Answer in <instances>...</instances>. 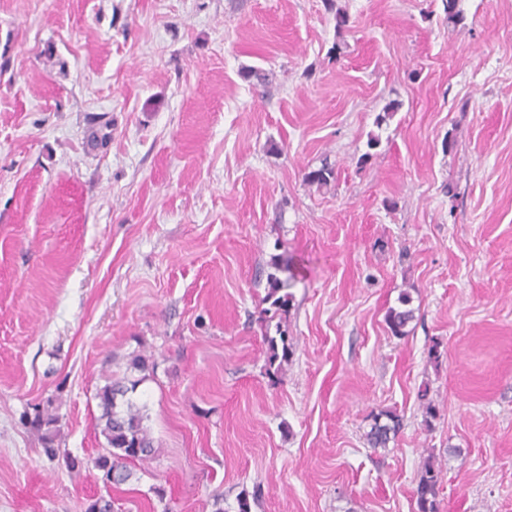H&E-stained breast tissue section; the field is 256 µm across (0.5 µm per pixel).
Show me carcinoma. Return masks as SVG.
Wrapping results in <instances>:
<instances>
[{
    "label": "carcinoma",
    "instance_id": "cac0c4a2",
    "mask_svg": "<svg viewBox=\"0 0 512 512\" xmlns=\"http://www.w3.org/2000/svg\"><path fill=\"white\" fill-rule=\"evenodd\" d=\"M272 272L267 275V291L263 302L269 307L262 309L263 341L266 349L267 371L279 372L291 356L287 330L283 329L293 301L289 292L298 276L293 257L286 254L271 259ZM409 293H402L399 306L387 310L385 321L392 335L403 337L407 327L415 319ZM136 383L125 384L122 380L109 381L96 394L101 414L97 426L107 443L106 452L94 459V466L102 472L103 481L115 486L126 483L132 476L130 465L155 457L159 448L145 424L147 414L137 405L130 393ZM402 428V419L396 412L382 410L372 417L366 440L372 448H386L396 440ZM441 469L432 459L423 462L415 489L417 512H440L439 488Z\"/></svg>",
    "mask_w": 512,
    "mask_h": 512
}]
</instances>
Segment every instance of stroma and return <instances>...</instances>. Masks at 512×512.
<instances>
[{
	"label": "stroma",
	"instance_id": "1",
	"mask_svg": "<svg viewBox=\"0 0 512 512\" xmlns=\"http://www.w3.org/2000/svg\"><path fill=\"white\" fill-rule=\"evenodd\" d=\"M335 5L345 29L325 0H0V512L257 487L251 512H416L430 454L440 512H512V0ZM137 356L159 454L108 486L96 393ZM47 406L78 469L28 424ZM385 409L402 429L370 447ZM270 268L273 272L267 275V291L262 299L269 304L268 308L262 309L263 341L267 346L266 369L269 374L272 370L281 371L291 356V345L283 323L287 320L293 301V294L289 289L298 276L294 259L287 254L274 256ZM398 302L399 306L387 310L385 321L393 336L403 337L408 334L407 327L415 319V310L410 307L412 298L408 292H403Z\"/></svg>",
	"mask_w": 512,
	"mask_h": 512
}]
</instances>
